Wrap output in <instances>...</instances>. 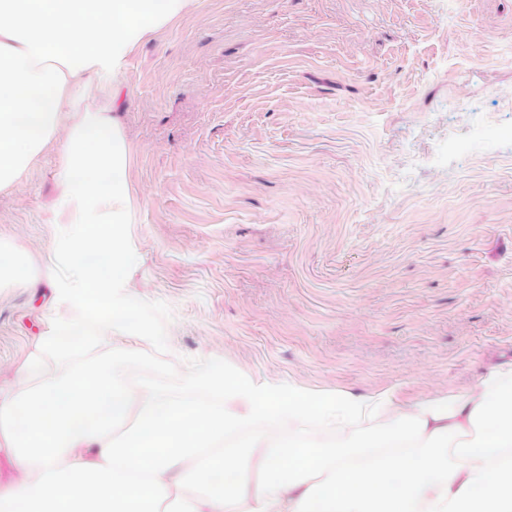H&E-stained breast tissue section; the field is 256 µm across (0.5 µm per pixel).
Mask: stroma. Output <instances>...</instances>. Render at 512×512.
Listing matches in <instances>:
<instances>
[{"mask_svg":"<svg viewBox=\"0 0 512 512\" xmlns=\"http://www.w3.org/2000/svg\"><path fill=\"white\" fill-rule=\"evenodd\" d=\"M141 311L188 363L403 402L512 361V0H201L121 78ZM48 153L0 192L41 252ZM0 293V384L53 315Z\"/></svg>","mask_w":512,"mask_h":512,"instance_id":"obj_1","label":"stroma"}]
</instances>
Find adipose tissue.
Returning a JSON list of instances; mask_svg holds the SVG:
<instances>
[{"instance_id":"1","label":"adipose tissue","mask_w":512,"mask_h":512,"mask_svg":"<svg viewBox=\"0 0 512 512\" xmlns=\"http://www.w3.org/2000/svg\"><path fill=\"white\" fill-rule=\"evenodd\" d=\"M196 4L0 0V191L59 148L43 262L0 238V290L42 274L56 292L0 386L21 472L0 512H512V362L406 404L394 387L315 392L142 349L120 78Z\"/></svg>"}]
</instances>
